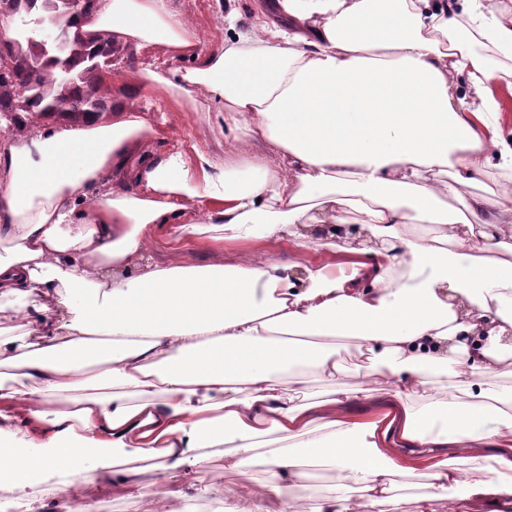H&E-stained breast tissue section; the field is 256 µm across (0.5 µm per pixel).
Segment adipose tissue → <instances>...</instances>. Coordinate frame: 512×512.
<instances>
[{
    "instance_id": "1",
    "label": "adipose tissue",
    "mask_w": 512,
    "mask_h": 512,
    "mask_svg": "<svg viewBox=\"0 0 512 512\" xmlns=\"http://www.w3.org/2000/svg\"><path fill=\"white\" fill-rule=\"evenodd\" d=\"M269 7L244 31L227 12L205 53L173 0H99L86 25L191 60L139 81L223 112V165L158 149L137 97L0 131V486L151 470L137 512H177L191 492L170 479L222 445L226 471L264 465L241 488L260 512H308L314 467L336 472L317 512H404L399 476L421 481V512H512V133L474 51L512 60V7ZM157 241L166 258L146 259ZM343 339L368 355L360 387L307 394L342 378Z\"/></svg>"
}]
</instances>
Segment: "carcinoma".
<instances>
[{
    "mask_svg": "<svg viewBox=\"0 0 512 512\" xmlns=\"http://www.w3.org/2000/svg\"><path fill=\"white\" fill-rule=\"evenodd\" d=\"M0 0L20 16L21 25L0 36V131L24 134L40 120L80 122L112 113V61L129 52L109 33L81 29L98 0ZM55 25L66 34L68 51L58 58L44 52L37 31Z\"/></svg>",
    "mask_w": 512,
    "mask_h": 512,
    "instance_id": "carcinoma-1",
    "label": "carcinoma"
}]
</instances>
